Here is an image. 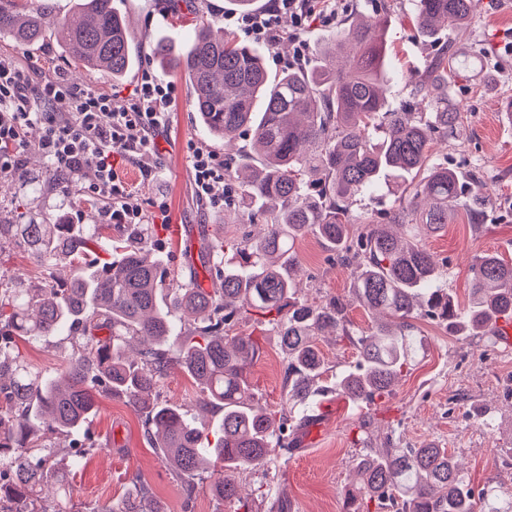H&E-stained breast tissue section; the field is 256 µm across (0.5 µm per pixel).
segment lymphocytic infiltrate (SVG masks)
<instances>
[{"mask_svg": "<svg viewBox=\"0 0 512 512\" xmlns=\"http://www.w3.org/2000/svg\"><path fill=\"white\" fill-rule=\"evenodd\" d=\"M329 0H272L269 9L239 17V25L255 39L276 42L280 20L289 17L295 61H303L305 28L330 23L335 16ZM175 87L151 72H143L127 107L113 111L112 98L98 90L74 95L65 81L34 82L29 71L0 59V172L19 168L24 130L43 125L38 148L71 180L92 169L94 180L86 192L103 201L105 223L127 226L147 223L142 210L131 207V189L119 174L124 160H136L144 178L153 172L154 138L163 127ZM195 192L208 207L224 205V159L218 153L194 148L190 156Z\"/></svg>", "mask_w": 512, "mask_h": 512, "instance_id": "1", "label": "lymphocytic infiltrate"}]
</instances>
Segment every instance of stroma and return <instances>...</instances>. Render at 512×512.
<instances>
[{
	"label": "stroma",
	"instance_id": "obj_1",
	"mask_svg": "<svg viewBox=\"0 0 512 512\" xmlns=\"http://www.w3.org/2000/svg\"><path fill=\"white\" fill-rule=\"evenodd\" d=\"M130 22L129 33L139 57L137 70L115 80L89 69H76L72 58L53 34L39 43L19 46L0 40V57L33 70L37 82L65 76L75 92L95 89L122 109L136 88L141 71L159 73L176 87L166 127L156 136L155 174L143 179L137 163L124 166L134 189L129 201L154 215L166 207V225L145 245L174 271L183 270L187 246H198L201 226L223 225L228 236L252 232L249 224H225L224 213L206 207L195 193L190 163L191 146L223 152L200 125L185 77L160 71L152 56V41L169 38L175 49H188L198 17L216 24L233 13V0H193L189 9L174 15L173 0H114ZM337 17L351 11L386 10L390 20L387 40L392 48L388 103L409 100L410 78L424 71L437 48L413 27L415 0H335ZM460 51L480 52L485 70L453 77L455 102L464 116V135L435 142L434 159L448 160L460 173H478L487 203L482 225H474L465 205H458L440 232L423 236L422 242L441 262L448 289L458 306H465L471 286L470 264L475 255L495 252L512 260V122L504 119L503 105L512 98V0H480L478 16L465 35L457 38ZM41 126L26 132L27 148L20 156L24 180H0V221L17 222L19 216L49 215L60 224H73L90 235L100 224V205L79 186L58 181L37 148ZM299 259L307 273L302 293L312 301L347 294L350 270L330 258L324 244L306 235L298 245ZM424 338L411 369L394 393L375 404L340 403L338 397L314 396L311 405L319 422L311 428L298 451L288 460H275L239 474L242 488L268 490L256 498L253 512H270L272 498L283 497L292 512H341L342 493L352 480L357 449L353 438L356 421L374 417L375 436H391L395 447L406 448L427 440L455 453L463 463L465 480L474 488H492L501 498L512 496V349L497 334L458 338L447 328L418 319ZM235 333L259 337L261 353L246 374L269 411L285 404V358L280 339L252 318H241ZM326 372L321 378L331 386L337 376L353 368L357 353L348 340L320 338ZM86 429L97 440L98 451L72 477V503L76 512H104L125 493H143L163 512H234L212 490L210 481H197L185 492L167 460L150 448L143 436V419L126 402L101 392L98 411Z\"/></svg>",
	"mask_w": 512,
	"mask_h": 512
}]
</instances>
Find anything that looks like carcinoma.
Instances as JSON below:
<instances>
[{
  "label": "carcinoma",
  "instance_id": "1",
  "mask_svg": "<svg viewBox=\"0 0 512 512\" xmlns=\"http://www.w3.org/2000/svg\"><path fill=\"white\" fill-rule=\"evenodd\" d=\"M479 0H417L413 24L427 40L453 36L471 24ZM86 18L54 30L73 61L127 75L136 59L125 17L113 0H86ZM45 11L28 0H0V37L19 45L39 41ZM387 21L376 11L357 14L323 44L308 69L270 74L260 54L229 32L216 35L201 19L191 50L170 57L171 44H152L165 71L184 73L202 127L219 139L247 135L258 163H234L227 198L236 217L262 225L257 234L224 240L216 229L200 245L201 266L218 288L199 283L194 264L175 273L151 250L136 245L158 235L135 224L106 238L111 259L82 267L98 236L71 234V225L48 216L23 224L0 221V244L22 249L46 273L42 285L18 288L0 278V512H73L65 472L83 467L97 449L89 438L68 443L57 459L51 436L80 429L95 413L105 389L145 416V437L194 480L215 475V492L252 512L236 476L290 454L315 424L305 409L320 392L326 371L317 338L331 331L356 348L355 367L336 379V395L373 403L393 394L412 366V320L436 321L456 336H477L500 319L512 320V263L495 253L474 257L467 306L459 308L440 264L418 236L442 230L448 208L470 202L481 213L483 197L448 163L431 156L437 137H454L462 112L448 76L471 55L441 46L430 68L414 82L411 105L390 108L384 96L388 70ZM400 179L398 206L380 220L357 224L351 205L381 177ZM418 182L411 181L413 176ZM315 234L351 269L352 289L315 304L298 288L297 245ZM62 260L73 266L65 280L54 274ZM373 315L371 328L353 334L349 311ZM247 314L263 318L287 356L289 412L267 411L248 381L245 366L260 354L258 338L229 335ZM62 336L73 353L52 372L32 368L16 339ZM174 370L200 387L198 405L217 417L212 428L183 406L160 397ZM362 421L352 485L356 506L344 512H502L490 490L475 491L458 458L435 443L371 446ZM162 512L137 494H124L103 511Z\"/></svg>",
  "mask_w": 512,
  "mask_h": 512
}]
</instances>
